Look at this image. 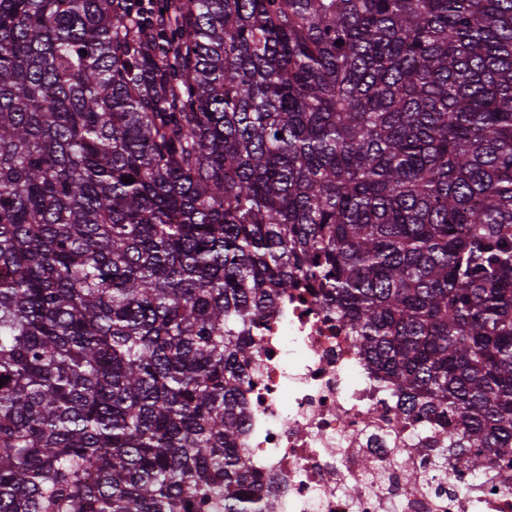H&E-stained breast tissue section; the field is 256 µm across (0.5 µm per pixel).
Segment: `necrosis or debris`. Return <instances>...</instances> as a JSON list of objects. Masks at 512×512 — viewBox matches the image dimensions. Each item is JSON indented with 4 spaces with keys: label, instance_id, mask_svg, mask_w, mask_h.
I'll return each mask as SVG.
<instances>
[{
    "label": "necrosis or debris",
    "instance_id": "necrosis-or-debris-1",
    "mask_svg": "<svg viewBox=\"0 0 512 512\" xmlns=\"http://www.w3.org/2000/svg\"><path fill=\"white\" fill-rule=\"evenodd\" d=\"M254 349L239 446L278 481L279 512H512L498 470L462 476L451 461L436 471L432 450L450 423L397 421L399 394L313 297L278 304Z\"/></svg>",
    "mask_w": 512,
    "mask_h": 512
}]
</instances>
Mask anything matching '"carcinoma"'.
<instances>
[{
  "instance_id": "obj_1",
  "label": "carcinoma",
  "mask_w": 512,
  "mask_h": 512,
  "mask_svg": "<svg viewBox=\"0 0 512 512\" xmlns=\"http://www.w3.org/2000/svg\"><path fill=\"white\" fill-rule=\"evenodd\" d=\"M298 288L440 460L512 448V0H0V512H278Z\"/></svg>"
}]
</instances>
